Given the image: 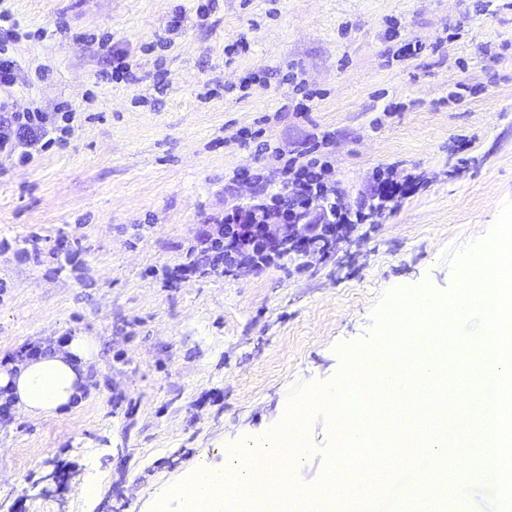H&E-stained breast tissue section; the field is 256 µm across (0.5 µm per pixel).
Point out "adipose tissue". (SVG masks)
Here are the masks:
<instances>
[{
	"mask_svg": "<svg viewBox=\"0 0 512 512\" xmlns=\"http://www.w3.org/2000/svg\"><path fill=\"white\" fill-rule=\"evenodd\" d=\"M98 350L96 337L74 334L15 370L0 369V387L11 386L17 413L32 420L48 417L81 397Z\"/></svg>",
	"mask_w": 512,
	"mask_h": 512,
	"instance_id": "ef3b65f1",
	"label": "adipose tissue"
}]
</instances>
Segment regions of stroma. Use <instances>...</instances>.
Returning <instances> with one entry per match:
<instances>
[{
    "label": "stroma",
    "mask_w": 512,
    "mask_h": 512,
    "mask_svg": "<svg viewBox=\"0 0 512 512\" xmlns=\"http://www.w3.org/2000/svg\"><path fill=\"white\" fill-rule=\"evenodd\" d=\"M200 3L0 0L19 23L17 80L0 99L76 114L65 148L26 167L0 158V359L41 336L100 341L81 401L0 422V512H154L161 487L276 431L293 391L335 383L339 346L369 339L384 298L458 293L457 259L512 202V0H219L203 17ZM178 11L184 27L169 32ZM243 37L249 51L232 52ZM411 41L425 47L414 58L401 53ZM116 48L137 82L108 79ZM306 89L318 96L295 114ZM258 129L287 150L329 135L352 197L380 164L428 184L305 268L164 287L158 270L253 194L224 184L255 166L237 137ZM63 238L78 265L54 258ZM490 337L473 328L447 357L466 428L456 446L474 469ZM298 439L310 451L294 486L342 472L325 411Z\"/></svg>",
    "instance_id": "35a3bbf8"
}]
</instances>
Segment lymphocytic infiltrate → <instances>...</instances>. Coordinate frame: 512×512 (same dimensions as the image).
<instances>
[{"label": "lymphocytic infiltrate", "mask_w": 512, "mask_h": 512, "mask_svg": "<svg viewBox=\"0 0 512 512\" xmlns=\"http://www.w3.org/2000/svg\"><path fill=\"white\" fill-rule=\"evenodd\" d=\"M72 112L51 115L13 112L0 117V154L27 165L52 148L64 147ZM254 141L270 166L234 171L225 191L253 185L249 202L226 208L210 227L194 235L182 263L168 269V287L211 274H255L288 258L330 255L336 243L361 224H371L399 209L424 184L416 174H399L397 164L376 167L357 202H348L335 179L327 140L310 136L301 149L284 151L262 140L260 132H242Z\"/></svg>", "instance_id": "f902f5d3"}]
</instances>
